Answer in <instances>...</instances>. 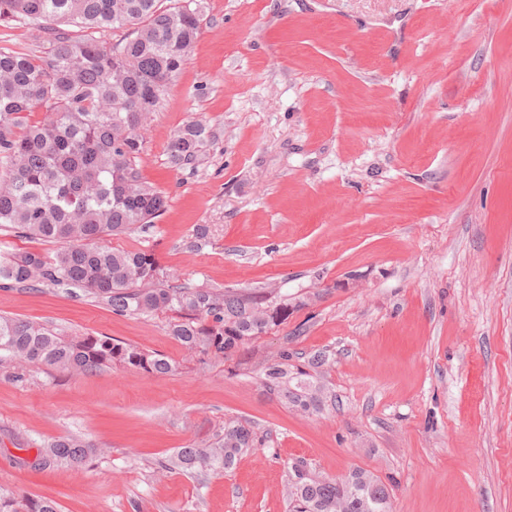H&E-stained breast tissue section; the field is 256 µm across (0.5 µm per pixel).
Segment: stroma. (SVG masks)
Returning a JSON list of instances; mask_svg holds the SVG:
<instances>
[{
	"label": "stroma",
	"mask_w": 512,
	"mask_h": 512,
	"mask_svg": "<svg viewBox=\"0 0 512 512\" xmlns=\"http://www.w3.org/2000/svg\"><path fill=\"white\" fill-rule=\"evenodd\" d=\"M202 6L140 155L167 208L108 243L153 251L192 287L317 299L225 357L186 350L172 311L0 288L2 316L177 366L0 362V491L60 512H288L301 459L327 478L370 471L392 512H512V0ZM194 118L215 140L196 170L174 169L168 142ZM283 353L319 410L265 388ZM228 419L259 440L231 471L158 470ZM71 433L99 449L87 466L35 467Z\"/></svg>",
	"instance_id": "stroma-1"
}]
</instances>
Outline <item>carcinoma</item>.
Segmentation results:
<instances>
[{
    "label": "carcinoma",
    "instance_id": "cac0c4a2",
    "mask_svg": "<svg viewBox=\"0 0 512 512\" xmlns=\"http://www.w3.org/2000/svg\"><path fill=\"white\" fill-rule=\"evenodd\" d=\"M0 0V20L29 26L33 43L0 46V227L21 238L59 244L54 257L23 252L0 264V288H78L120 316L171 310L180 319L169 333L188 350L235 353L256 336L288 320L305 302L237 288H186L164 279L148 250L110 246L106 237L146 231L166 209V196L140 171L145 131L178 78L200 32L199 0ZM63 25L78 27L73 36ZM121 29L114 44L94 37ZM42 105L48 117L29 123ZM214 138L191 120L171 137L167 153L176 169H193ZM87 373L122 365L153 374L176 366L164 356L110 336H67L46 325L0 316V361ZM264 384L286 403L305 409L319 396L290 387L288 354L266 367ZM256 445L238 421L204 448H182L183 470L224 471ZM97 448L70 434L39 450L34 465L81 468ZM356 469L341 479L299 480L288 491L289 512H391L390 491ZM0 512H58L48 498L19 502L0 493Z\"/></svg>",
    "mask_w": 512,
    "mask_h": 512
}]
</instances>
